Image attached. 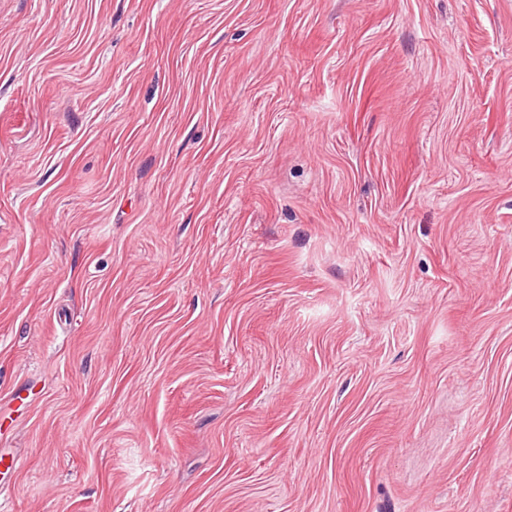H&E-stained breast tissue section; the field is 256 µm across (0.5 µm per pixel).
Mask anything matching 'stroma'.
Here are the masks:
<instances>
[{
    "label": "stroma",
    "mask_w": 512,
    "mask_h": 512,
    "mask_svg": "<svg viewBox=\"0 0 512 512\" xmlns=\"http://www.w3.org/2000/svg\"><path fill=\"white\" fill-rule=\"evenodd\" d=\"M0 512H512V0H0Z\"/></svg>",
    "instance_id": "stroma-1"
}]
</instances>
